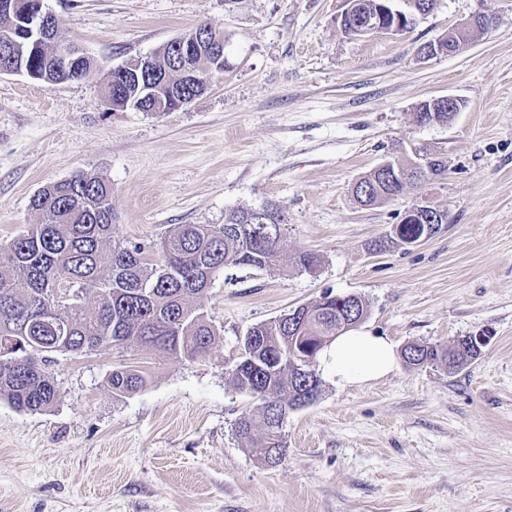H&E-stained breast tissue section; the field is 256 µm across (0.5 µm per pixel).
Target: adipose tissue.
Returning a JSON list of instances; mask_svg holds the SVG:
<instances>
[{
  "label": "adipose tissue",
  "instance_id": "obj_1",
  "mask_svg": "<svg viewBox=\"0 0 512 512\" xmlns=\"http://www.w3.org/2000/svg\"><path fill=\"white\" fill-rule=\"evenodd\" d=\"M397 361L384 337L358 329L336 337L319 355V373L336 388L361 386L387 377Z\"/></svg>",
  "mask_w": 512,
  "mask_h": 512
}]
</instances>
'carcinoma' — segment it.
Here are the masks:
<instances>
[{
    "label": "carcinoma",
    "mask_w": 512,
    "mask_h": 512,
    "mask_svg": "<svg viewBox=\"0 0 512 512\" xmlns=\"http://www.w3.org/2000/svg\"><path fill=\"white\" fill-rule=\"evenodd\" d=\"M14 30L5 51L23 54L45 81L62 78L44 67V56L29 57L18 19L0 11V32ZM404 180L387 187L381 173L362 178L371 187L370 206L402 196L407 188L445 171L442 157L431 156L425 168L402 167ZM32 208L41 222L0 246V342L12 351L0 357V399L19 411L34 412L58 398L45 362L31 357L39 344L60 354L88 348L136 346L161 358L193 360L210 353L217 332L198 300L216 274L228 266L270 270L285 259V233L270 236L245 228L251 208L233 210L222 224H173L159 242V257L148 263L142 248L116 239L112 224V186L84 173L52 182L34 194ZM366 314L358 297L324 294L307 304L309 315L293 330L274 318L249 329L240 363L232 371L235 386L258 401L256 411L235 423L242 447L264 464L282 460V426L297 400L320 394L318 357L343 331L342 318L352 307ZM404 351L410 366L445 364L457 367L480 355L465 339L450 349L410 343ZM116 396L146 384L143 372L123 365L109 375Z\"/></svg>",
    "instance_id": "carcinoma-1"
}]
</instances>
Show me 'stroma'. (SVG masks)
Returning <instances> with one entry per match:
<instances>
[{"label":"stroma","instance_id":"1","mask_svg":"<svg viewBox=\"0 0 512 512\" xmlns=\"http://www.w3.org/2000/svg\"><path fill=\"white\" fill-rule=\"evenodd\" d=\"M62 35L98 62L51 83L0 74V244L39 221L46 184L85 172L112 186L121 242L147 261L172 224H220L279 204L292 267L217 274L202 305L219 332L197 360L135 347L54 355L58 398L17 411L0 399V512H512V0H437L398 36L350 38L347 0H47ZM496 27L453 55L421 47L471 15ZM224 33V74L172 112L115 110L108 68L196 25ZM465 102L450 125L415 106ZM434 153L438 179L371 207L352 187L386 159ZM447 214L427 242L389 244L405 209ZM360 296L365 327L395 348L481 335L449 370L397 362L385 379L289 413L275 466L242 448L257 401L232 382L241 339L323 293ZM149 374L113 395L119 364Z\"/></svg>","mask_w":512,"mask_h":512}]
</instances>
